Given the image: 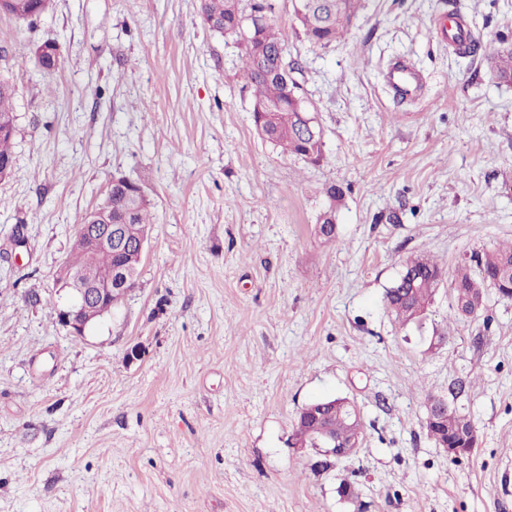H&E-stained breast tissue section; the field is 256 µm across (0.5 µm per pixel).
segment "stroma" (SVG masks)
<instances>
[{"mask_svg": "<svg viewBox=\"0 0 512 512\" xmlns=\"http://www.w3.org/2000/svg\"><path fill=\"white\" fill-rule=\"evenodd\" d=\"M349 34L311 45L276 0L323 155L257 132L242 47L200 0H52L0 13L14 167L0 181V512H512V298L421 325L385 294L409 258L446 271L512 241V0H362ZM461 18L480 44L440 33ZM60 63L44 73L36 45ZM423 77L396 99L393 60ZM155 216L136 286L84 335L53 286L112 176ZM338 185L336 236L315 230ZM361 411L355 456L317 467L291 442L302 407ZM474 423L451 461L430 398ZM351 488L340 493L341 485Z\"/></svg>", "mask_w": 512, "mask_h": 512, "instance_id": "obj_1", "label": "stroma"}]
</instances>
